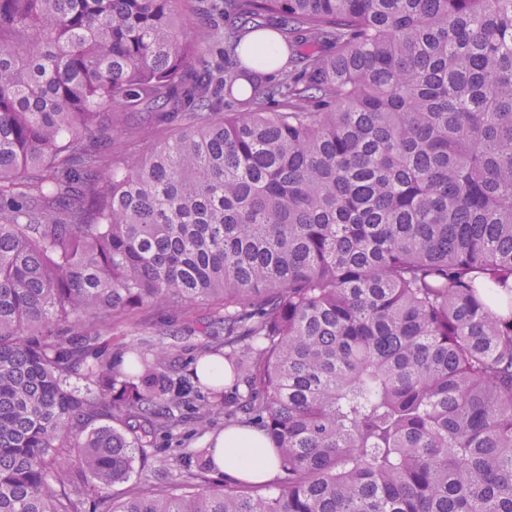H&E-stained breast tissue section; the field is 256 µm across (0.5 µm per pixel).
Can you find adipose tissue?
<instances>
[{"mask_svg":"<svg viewBox=\"0 0 512 512\" xmlns=\"http://www.w3.org/2000/svg\"><path fill=\"white\" fill-rule=\"evenodd\" d=\"M216 470L253 484L267 481L277 468L265 436L250 427L233 426L210 438Z\"/></svg>","mask_w":512,"mask_h":512,"instance_id":"obj_1","label":"adipose tissue"}]
</instances>
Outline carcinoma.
Instances as JSON below:
<instances>
[{
    "mask_svg": "<svg viewBox=\"0 0 512 512\" xmlns=\"http://www.w3.org/2000/svg\"><path fill=\"white\" fill-rule=\"evenodd\" d=\"M176 3L0 0V512H512V0ZM274 18L293 69L223 68ZM118 109L179 131L115 165ZM187 302L280 476L116 500L221 387L95 327ZM177 19L181 36L192 37L198 30L203 27H208L207 29H209L215 40L221 41L222 38L224 39V22L220 21L219 27H211V22H209L205 16L197 15L192 12L190 4L178 5Z\"/></svg>",
    "mask_w": 512,
    "mask_h": 512,
    "instance_id": "obj_1",
    "label": "carcinoma"
}]
</instances>
